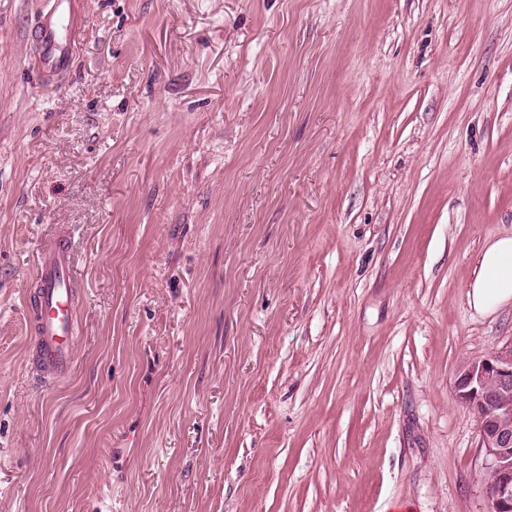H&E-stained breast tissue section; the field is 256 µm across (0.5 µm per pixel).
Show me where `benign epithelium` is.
I'll use <instances>...</instances> for the list:
<instances>
[{"label": "benign epithelium", "instance_id": "benign-epithelium-1", "mask_svg": "<svg viewBox=\"0 0 512 512\" xmlns=\"http://www.w3.org/2000/svg\"><path fill=\"white\" fill-rule=\"evenodd\" d=\"M454 387L458 399L476 411L489 512H512V342L463 361Z\"/></svg>", "mask_w": 512, "mask_h": 512}]
</instances>
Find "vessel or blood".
Segmentation results:
<instances>
[{
    "label": "vessel or blood",
    "instance_id": "1",
    "mask_svg": "<svg viewBox=\"0 0 512 512\" xmlns=\"http://www.w3.org/2000/svg\"><path fill=\"white\" fill-rule=\"evenodd\" d=\"M76 0H39V57L44 69L69 68L72 45L82 37ZM32 279L36 284L34 364L36 385L54 383L74 365L79 280L71 243L51 239L43 247Z\"/></svg>",
    "mask_w": 512,
    "mask_h": 512
}]
</instances>
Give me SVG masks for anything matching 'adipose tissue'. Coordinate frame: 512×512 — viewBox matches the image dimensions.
Here are the masks:
<instances>
[{
  "mask_svg": "<svg viewBox=\"0 0 512 512\" xmlns=\"http://www.w3.org/2000/svg\"><path fill=\"white\" fill-rule=\"evenodd\" d=\"M468 299L480 314L496 312L512 303V235L487 241Z\"/></svg>",
  "mask_w": 512,
  "mask_h": 512,
  "instance_id": "adipose-tissue-1",
  "label": "adipose tissue"
}]
</instances>
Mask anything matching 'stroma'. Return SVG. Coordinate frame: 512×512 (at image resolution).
<instances>
[{
    "label": "stroma",
    "mask_w": 512,
    "mask_h": 512,
    "mask_svg": "<svg viewBox=\"0 0 512 512\" xmlns=\"http://www.w3.org/2000/svg\"><path fill=\"white\" fill-rule=\"evenodd\" d=\"M0 0V512H487L454 375L512 234V0ZM72 234L74 366L27 302ZM76 0H39V57L44 69L62 72L72 60V45L82 38L81 24L74 5ZM469 288L470 306L479 314L494 313L512 303V235L487 241Z\"/></svg>",
    "instance_id": "1"
}]
</instances>
